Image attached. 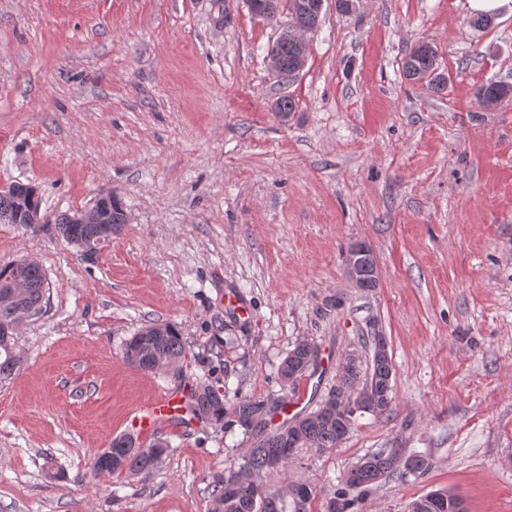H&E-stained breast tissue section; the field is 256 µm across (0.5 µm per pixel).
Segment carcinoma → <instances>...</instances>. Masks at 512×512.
<instances>
[{
    "mask_svg": "<svg viewBox=\"0 0 512 512\" xmlns=\"http://www.w3.org/2000/svg\"><path fill=\"white\" fill-rule=\"evenodd\" d=\"M314 0H282V8L288 11L290 22L312 27L319 21L313 9ZM283 66L290 68L297 57V46L292 42L276 41ZM437 49L428 51L412 49L403 59L406 78L412 73L436 69ZM505 90V84L494 81L476 87L474 96L478 104ZM41 198L32 184H13L0 192V223L15 224L24 229L37 230L40 225L31 222L39 215ZM93 223H78L64 216L58 224L59 233L85 259L95 256L100 240H110L126 223V214L117 202L95 213ZM361 271L359 287L377 286L378 278L372 274L376 263L371 248L363 245V253L357 258ZM45 276L41 268L26 259L0 264V383L7 381L20 364L15 351L14 335L25 321L39 315L43 308ZM372 356L369 373L361 377V361L349 355L339 369L336 390L348 395V405L343 407L336 399H325L318 408L282 426H272L277 407L265 400L241 397L230 409L224 407V395L213 386L197 383L187 393V410L191 418L226 427L239 425L249 431L251 446L238 468L224 472V476L212 486L210 512H286L280 494L263 492L251 477L261 476L268 470L288 463L299 448L323 450L336 447L351 431L356 413H383L392 402V363L387 353L377 349L372 337ZM185 355V345L179 328L172 323H157L142 328L124 346V358L134 368L155 373L162 369L175 370ZM318 346L309 340L299 341L282 361L279 373L284 382L290 383L317 365ZM170 450V441L157 437L147 447L140 445L133 433H125L112 439L109 447L101 451L93 461V469L99 474L127 473L130 475L152 471ZM421 473L428 469L422 458L402 460L399 454L379 452L370 455L353 466L328 502L327 512H347L360 496L380 480L397 474L400 470ZM293 512H308V505L316 496L314 487L307 483L290 486ZM442 497L438 508L420 498L410 506V512H457L454 501L458 496L446 490L432 492Z\"/></svg>",
    "mask_w": 512,
    "mask_h": 512,
    "instance_id": "carcinoma-1",
    "label": "carcinoma"
}]
</instances>
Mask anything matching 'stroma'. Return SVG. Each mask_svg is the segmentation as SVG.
Returning <instances> with one entry per match:
<instances>
[{"label":"stroma","instance_id":"1","mask_svg":"<svg viewBox=\"0 0 512 512\" xmlns=\"http://www.w3.org/2000/svg\"><path fill=\"white\" fill-rule=\"evenodd\" d=\"M471 16L468 0H357L346 15L325 0L305 69L283 78L266 55L289 18L246 0H0V190L38 186L42 222L0 224V264L33 260L48 284L0 385V512H208L251 444L242 427L164 428L171 451L146 474L98 475L91 459L138 404L199 380L228 407L310 412L377 330L388 411L297 450L263 489L310 483L309 512H325L352 466L394 450L428 470L350 512H408L438 489L512 512V98L474 97L512 84V7L486 30ZM422 41L441 91L403 75ZM110 194L128 222L81 260L54 226ZM354 242L373 251L375 288L345 277ZM166 322L186 341L179 371L129 366L126 340ZM303 338L319 359L292 387L277 371Z\"/></svg>","mask_w":512,"mask_h":512}]
</instances>
